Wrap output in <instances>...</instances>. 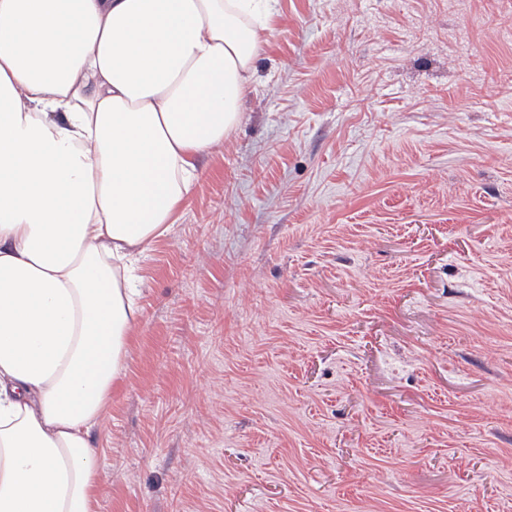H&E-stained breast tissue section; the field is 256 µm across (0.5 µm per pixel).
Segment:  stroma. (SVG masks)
Wrapping results in <instances>:
<instances>
[{"label":"stroma","mask_w":512,"mask_h":512,"mask_svg":"<svg viewBox=\"0 0 512 512\" xmlns=\"http://www.w3.org/2000/svg\"><path fill=\"white\" fill-rule=\"evenodd\" d=\"M141 258L97 512H512L503 0H280Z\"/></svg>","instance_id":"stroma-1"}]
</instances>
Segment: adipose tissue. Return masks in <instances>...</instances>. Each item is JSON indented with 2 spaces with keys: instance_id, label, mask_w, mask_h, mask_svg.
<instances>
[{
  "instance_id": "obj_1",
  "label": "adipose tissue",
  "mask_w": 512,
  "mask_h": 512,
  "mask_svg": "<svg viewBox=\"0 0 512 512\" xmlns=\"http://www.w3.org/2000/svg\"><path fill=\"white\" fill-rule=\"evenodd\" d=\"M280 0H0V512H94L134 265L223 144Z\"/></svg>"
}]
</instances>
